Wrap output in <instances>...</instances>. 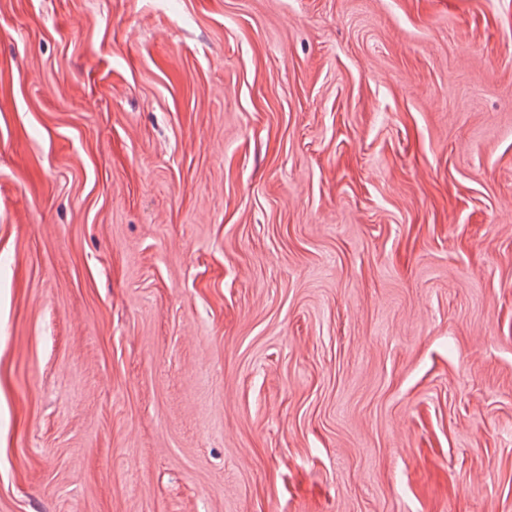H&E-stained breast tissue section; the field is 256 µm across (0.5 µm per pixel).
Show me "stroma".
<instances>
[{
	"label": "stroma",
	"instance_id": "stroma-1",
	"mask_svg": "<svg viewBox=\"0 0 512 512\" xmlns=\"http://www.w3.org/2000/svg\"><path fill=\"white\" fill-rule=\"evenodd\" d=\"M0 512H512V0H0Z\"/></svg>",
	"mask_w": 512,
	"mask_h": 512
}]
</instances>
